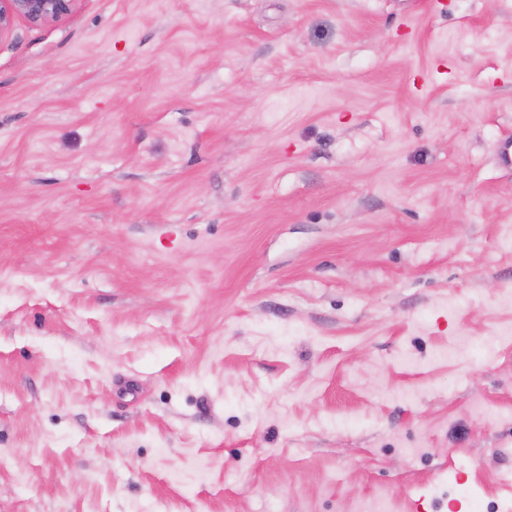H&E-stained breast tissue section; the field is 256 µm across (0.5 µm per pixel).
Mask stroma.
Here are the masks:
<instances>
[{
    "label": "stroma",
    "mask_w": 512,
    "mask_h": 512,
    "mask_svg": "<svg viewBox=\"0 0 512 512\" xmlns=\"http://www.w3.org/2000/svg\"><path fill=\"white\" fill-rule=\"evenodd\" d=\"M512 0H82L0 42V512H512Z\"/></svg>",
    "instance_id": "stroma-1"
}]
</instances>
